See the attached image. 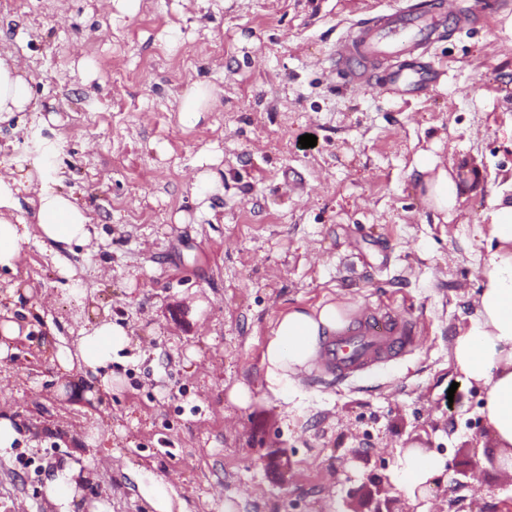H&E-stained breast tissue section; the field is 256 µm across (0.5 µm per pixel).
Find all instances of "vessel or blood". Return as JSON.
<instances>
[{
  "label": "vessel or blood",
  "instance_id": "b4317fda",
  "mask_svg": "<svg viewBox=\"0 0 512 512\" xmlns=\"http://www.w3.org/2000/svg\"><path fill=\"white\" fill-rule=\"evenodd\" d=\"M453 0L410 6L357 21L331 54V62L357 87L370 86L378 65L388 64L401 79L407 57L438 41L437 27L452 16ZM419 343L415 324L399 313L367 311L339 332L321 337L309 381L314 385L350 383L413 353Z\"/></svg>",
  "mask_w": 512,
  "mask_h": 512
}]
</instances>
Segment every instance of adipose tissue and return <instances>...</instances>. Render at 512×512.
Segmentation results:
<instances>
[{
	"mask_svg": "<svg viewBox=\"0 0 512 512\" xmlns=\"http://www.w3.org/2000/svg\"><path fill=\"white\" fill-rule=\"evenodd\" d=\"M31 91L17 68L0 59V118L28 111ZM419 189L433 211L445 214L457 204V188L445 168L427 153L415 156ZM35 191L37 223L42 239L56 244L87 243L89 217L72 195L51 188L34 187L32 169H21L18 178L0 180V210L14 207L21 192ZM491 237L494 248L482 258L477 309L466 332L453 346L457 368L469 383L482 386V413L501 452L500 462L512 472V198L495 197L490 203ZM348 312L329 303L313 309H291L276 321L273 336L265 346L263 362L271 392L293 385V377L316 355L321 336L345 327ZM129 343L124 326L102 319L84 328L75 347L46 348L50 362L62 371L81 369L87 380L111 391L114 355ZM402 485L409 495L428 493L434 479L445 469L442 458L417 452L399 460ZM78 468L63 464L46 477L43 491L57 512H74Z\"/></svg>",
	"mask_w": 512,
	"mask_h": 512,
	"instance_id": "obj_1",
	"label": "adipose tissue"
}]
</instances>
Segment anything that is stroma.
Wrapping results in <instances>:
<instances>
[{"label":"stroma","mask_w":512,"mask_h":512,"mask_svg":"<svg viewBox=\"0 0 512 512\" xmlns=\"http://www.w3.org/2000/svg\"><path fill=\"white\" fill-rule=\"evenodd\" d=\"M495 2L468 0L478 24L410 58L426 88L389 93L353 87L330 54L405 0H0V57L33 98L0 123V176L46 159V185L90 218L89 243L65 249L41 241L28 193L13 211L30 237L0 286L30 329L0 361V416L20 427L0 512H56L42 485L68 461L76 512H155L153 483L176 512H512L485 392L452 358L477 308L488 201L512 192V0ZM196 83L218 100L195 122L179 106ZM423 151L459 188L449 215L410 171ZM204 157L219 180L201 193ZM336 302L408 317L417 350L345 386L270 393L278 317ZM98 315L131 337L108 394L40 350ZM408 452L446 461L426 496L402 489Z\"/></svg>","instance_id":"stroma-1"}]
</instances>
